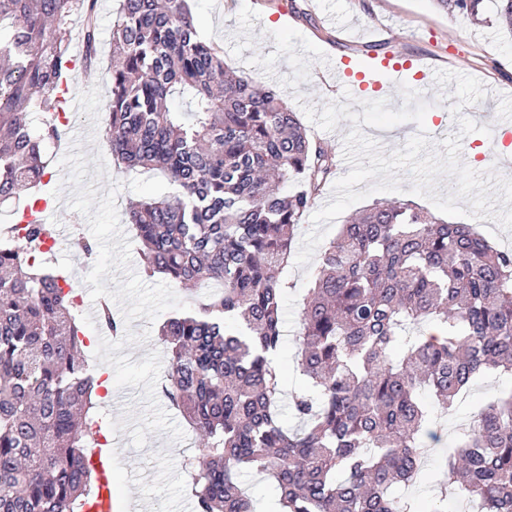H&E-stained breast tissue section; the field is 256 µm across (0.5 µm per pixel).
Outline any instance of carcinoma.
<instances>
[{
  "mask_svg": "<svg viewBox=\"0 0 512 512\" xmlns=\"http://www.w3.org/2000/svg\"><path fill=\"white\" fill-rule=\"evenodd\" d=\"M512 33V0H432ZM95 53L92 0H0V205L33 204L71 21ZM106 142L126 170L157 171L170 191L133 204L146 269L218 290L159 329L164 393L202 433L188 475L196 512H256L242 473L273 482L270 512H447L460 489L478 512H512V392L480 407L448 450L422 510L395 493L424 477L434 417L489 369L512 374V253L470 224L410 201H378L341 225L308 289L296 338L306 389L284 423L279 278L303 215L336 169L270 88L236 75L195 24L188 0H121L112 31ZM179 99L186 108L173 106ZM298 187L280 193L288 180ZM45 224L0 243V512H83L97 370L59 272L36 258Z\"/></svg>",
  "mask_w": 512,
  "mask_h": 512,
  "instance_id": "carcinoma-1",
  "label": "carcinoma"
}]
</instances>
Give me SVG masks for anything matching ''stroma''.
I'll use <instances>...</instances> for the list:
<instances>
[{
    "mask_svg": "<svg viewBox=\"0 0 512 512\" xmlns=\"http://www.w3.org/2000/svg\"><path fill=\"white\" fill-rule=\"evenodd\" d=\"M117 4L118 0H96L99 53L91 66L71 77L78 108L72 113L69 142L88 158L87 173L96 176L100 193L118 184L116 207L131 244L130 266L141 273V245L132 225L125 221L126 207L129 201L167 192L168 185L153 171L123 172L110 159L105 144L102 114L110 92L106 71L112 59ZM190 8L203 37L223 50L226 65L257 84L274 88L297 113L306 104L320 110L326 104L343 102L342 92L319 79L320 61L336 53L355 57L370 49L369 31L373 28L385 29L393 36L391 51L421 55L447 65L449 71L480 76L489 97L462 110L479 129L464 135L460 158L478 172L495 168L496 146L480 128L493 126L500 113L512 112V41L503 36L495 20L477 24L463 15L452 17L434 10L429 0H190ZM455 89L451 82L442 89L424 90L423 98L430 107L423 125L408 122L388 130L368 126L364 132L387 155L403 148L421 128L432 142H440L459 130L451 111ZM98 155L104 156L107 169L102 178L96 175L94 158ZM51 171L52 179L44 190L54 200L49 223L61 246L57 267L84 276L95 259L78 253L73 242L90 237L91 232L85 217L68 206L73 190L68 168L55 162ZM314 271V265L301 267L293 261L285 270L289 284L283 303L286 336H294L299 328L303 290ZM510 391L512 377L493 372L482 375L467 398L442 418L432 442L437 453L430 456V464H439L442 451L454 446L478 403ZM157 403L183 431L184 439L174 442L168 433L152 432L146 446L138 449L132 446L129 431L112 434L114 512H127L126 491L133 485L152 512H196L184 463L194 456L201 436L165 397H158Z\"/></svg>",
    "mask_w": 512,
    "mask_h": 512,
    "instance_id": "35a3bbf8",
    "label": "stroma"
}]
</instances>
